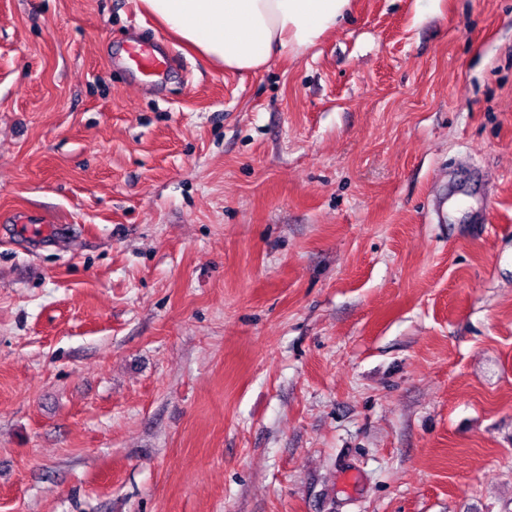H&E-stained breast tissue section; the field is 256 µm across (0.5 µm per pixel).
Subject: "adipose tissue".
<instances>
[{"mask_svg": "<svg viewBox=\"0 0 512 512\" xmlns=\"http://www.w3.org/2000/svg\"><path fill=\"white\" fill-rule=\"evenodd\" d=\"M199 56L230 73H254L336 31L351 0H139Z\"/></svg>", "mask_w": 512, "mask_h": 512, "instance_id": "1", "label": "adipose tissue"}]
</instances>
